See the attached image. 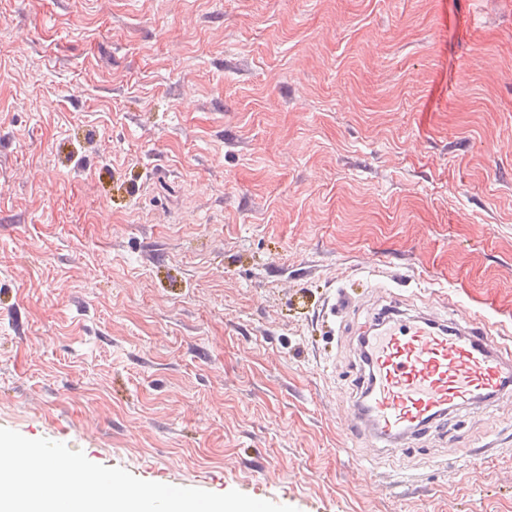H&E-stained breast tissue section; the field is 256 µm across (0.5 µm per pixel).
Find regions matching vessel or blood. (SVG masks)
Wrapping results in <instances>:
<instances>
[{
	"mask_svg": "<svg viewBox=\"0 0 512 512\" xmlns=\"http://www.w3.org/2000/svg\"><path fill=\"white\" fill-rule=\"evenodd\" d=\"M360 352L368 376L350 433L390 451L438 428L448 411L491 401L512 386V348L500 349L483 321L462 328L431 313L411 320L382 313Z\"/></svg>",
	"mask_w": 512,
	"mask_h": 512,
	"instance_id": "obj_1",
	"label": "vessel or blood"
}]
</instances>
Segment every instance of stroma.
Returning <instances> with one entry per match:
<instances>
[{"mask_svg": "<svg viewBox=\"0 0 512 512\" xmlns=\"http://www.w3.org/2000/svg\"><path fill=\"white\" fill-rule=\"evenodd\" d=\"M390 304L512 345V0H0V427L298 512H512L511 394L349 438Z\"/></svg>", "mask_w": 512, "mask_h": 512, "instance_id": "1", "label": "stroma"}]
</instances>
